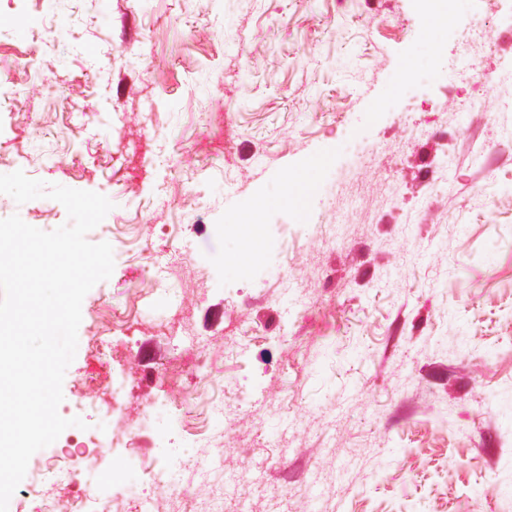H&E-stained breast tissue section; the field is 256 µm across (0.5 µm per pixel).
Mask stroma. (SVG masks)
<instances>
[{
	"label": "stroma",
	"instance_id": "stroma-1",
	"mask_svg": "<svg viewBox=\"0 0 512 512\" xmlns=\"http://www.w3.org/2000/svg\"><path fill=\"white\" fill-rule=\"evenodd\" d=\"M1 26L0 174L114 204L58 408L85 426L11 512L77 496L90 456L126 512H184L144 482L170 436L206 461L193 512H512V0L444 27L419 0H0Z\"/></svg>",
	"mask_w": 512,
	"mask_h": 512
}]
</instances>
